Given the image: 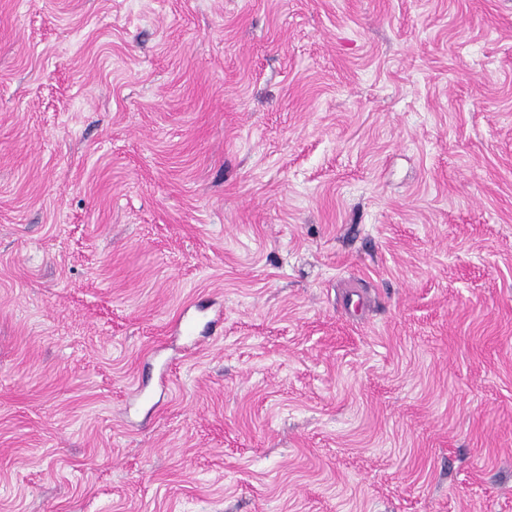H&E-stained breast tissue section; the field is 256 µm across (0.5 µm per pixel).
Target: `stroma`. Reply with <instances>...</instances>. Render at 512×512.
<instances>
[{"instance_id": "stroma-1", "label": "stroma", "mask_w": 512, "mask_h": 512, "mask_svg": "<svg viewBox=\"0 0 512 512\" xmlns=\"http://www.w3.org/2000/svg\"><path fill=\"white\" fill-rule=\"evenodd\" d=\"M0 512H512V0H0Z\"/></svg>"}]
</instances>
